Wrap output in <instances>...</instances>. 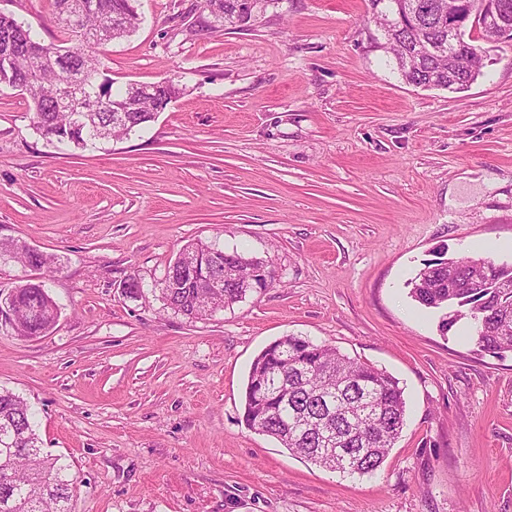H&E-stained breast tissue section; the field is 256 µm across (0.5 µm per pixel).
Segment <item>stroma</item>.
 <instances>
[{
    "label": "stroma",
    "instance_id": "stroma-1",
    "mask_svg": "<svg viewBox=\"0 0 512 512\" xmlns=\"http://www.w3.org/2000/svg\"><path fill=\"white\" fill-rule=\"evenodd\" d=\"M110 44L115 86L178 81L146 129L91 150L47 143L0 86V300L29 279L47 334L0 319V386L37 411L78 480L72 512H512V353L409 296L425 263H512V40L463 92L406 84L372 49L365 0H267L250 26L205 0H137ZM50 44L51 0H0ZM272 261L273 285L196 322L151 292L188 242ZM139 277L145 297L126 294ZM286 335L335 346L404 390L400 438L345 477L249 429L254 358ZM8 256L15 261L27 265L33 269H46L52 272L55 268L54 258L35 250H30L28 246L18 244L14 241H5L0 243V258Z\"/></svg>",
    "mask_w": 512,
    "mask_h": 512
}]
</instances>
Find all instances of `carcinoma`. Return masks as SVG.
<instances>
[{
	"mask_svg": "<svg viewBox=\"0 0 512 512\" xmlns=\"http://www.w3.org/2000/svg\"><path fill=\"white\" fill-rule=\"evenodd\" d=\"M54 0L55 23L72 34L69 4ZM94 12L83 27L95 31L112 26V40L132 33L140 18L134 0H92ZM368 0L373 21L391 30L383 51L402 80L428 89L461 92L481 75L483 58L476 55L460 65L448 59V0ZM215 21L244 23L238 0H207ZM11 48L9 66L0 67V85L22 91L34 111L35 130L51 144L79 150L120 140L155 121L181 94L171 80L154 83L149 99L130 89L112 90L101 71L103 49L77 41L75 45L42 44L30 26L0 13V52ZM39 53L33 72L30 59ZM87 72L83 93L100 100L98 112H59L53 96L71 68ZM127 109L125 122L112 125V108ZM7 256L33 269L52 271L54 258L14 241L0 243ZM270 261L226 251L213 243H188L155 281L163 309L190 321L246 298L250 272ZM232 269L233 278L224 277ZM218 280L216 288H197L194 274ZM411 297L428 309L448 310L447 325L467 319L477 350L512 352V264L480 258H450L427 264L411 281ZM11 313L0 315L16 335L30 338L55 325L59 308L42 283H25L11 293ZM406 401L399 381L383 369L341 353L327 344L288 335L274 341L252 362L245 387L243 421L248 428L272 437L296 457L342 474L377 471L402 432ZM35 411L18 394L0 388V512H71L74 480L60 458L43 452L35 432Z\"/></svg>",
	"mask_w": 512,
	"mask_h": 512,
	"instance_id": "obj_1",
	"label": "carcinoma"
}]
</instances>
